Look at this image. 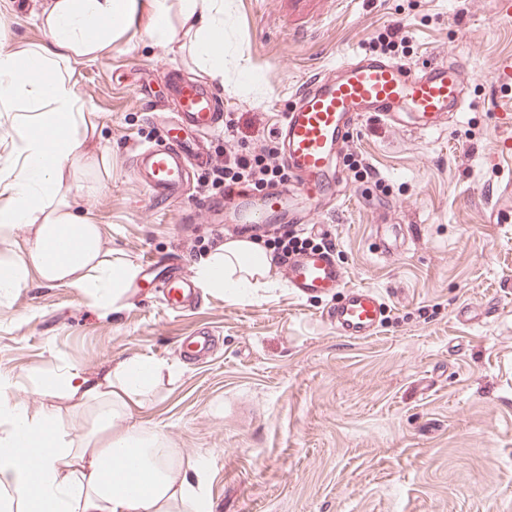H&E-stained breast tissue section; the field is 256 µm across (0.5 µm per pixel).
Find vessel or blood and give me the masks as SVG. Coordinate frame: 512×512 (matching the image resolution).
<instances>
[{
    "mask_svg": "<svg viewBox=\"0 0 512 512\" xmlns=\"http://www.w3.org/2000/svg\"><path fill=\"white\" fill-rule=\"evenodd\" d=\"M166 95L176 108L160 140L138 145L134 163L153 202H180L193 169L211 159L208 138L222 115L209 81L173 78ZM459 65L440 60L413 71L392 59L356 53L335 68L310 79L293 96L275 129L283 161L292 182L260 193L236 190L217 209L230 214L238 232L253 228L304 223L307 211L331 201L337 184L346 180L335 160L343 151L352 126L364 116L390 125L412 118L415 130L445 127L450 115L466 109ZM143 283L162 289L167 308L196 302V282L179 272L159 273L158 261L141 263ZM345 272L335 251L321 248L296 256L288 266V286L301 297H329L325 319L338 335L366 339L375 335L386 312L381 294L370 287L345 288Z\"/></svg>",
    "mask_w": 512,
    "mask_h": 512,
    "instance_id": "1",
    "label": "vessel or blood"
}]
</instances>
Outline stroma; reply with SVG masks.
<instances>
[{
  "instance_id": "1",
  "label": "stroma",
  "mask_w": 512,
  "mask_h": 512,
  "mask_svg": "<svg viewBox=\"0 0 512 512\" xmlns=\"http://www.w3.org/2000/svg\"><path fill=\"white\" fill-rule=\"evenodd\" d=\"M30 0H0V46L46 38ZM390 27L393 60L459 61L471 106L424 134L363 119L347 145L373 168H348L323 225L350 288L377 289L389 311L367 339L337 335L325 298L293 294L282 268L247 301L201 289L168 312L156 289L115 307L30 279L0 299V372L31 408L38 380L100 374L144 356L171 367L134 424L206 457L213 512H512V0H224V111L281 120L294 93ZM199 77L192 59L131 29L110 56L76 66V92L109 152V174L77 203L107 247L141 263L178 256L184 270L225 239L211 197L192 188L152 202L133 149L160 135L140 82ZM501 302L494 319L482 313ZM206 328L211 354L183 358Z\"/></svg>"
}]
</instances>
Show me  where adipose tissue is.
Masks as SVG:
<instances>
[{
	"label": "adipose tissue",
	"mask_w": 512,
	"mask_h": 512,
	"mask_svg": "<svg viewBox=\"0 0 512 512\" xmlns=\"http://www.w3.org/2000/svg\"><path fill=\"white\" fill-rule=\"evenodd\" d=\"M35 17L46 41L0 48V104L20 137L19 162L0 169V297L35 275L106 307L138 269L70 202L72 167L108 164L107 152L85 148L91 123L75 67L107 57L137 22L223 81L224 0H41ZM271 269L258 243L238 238L214 247L195 274L202 287L242 300L267 284ZM161 370L135 355L99 375H52L36 411L0 375V512H212L207 460L172 448L162 429L131 422ZM66 407L88 413L91 429L72 435Z\"/></svg>",
	"instance_id": "ef3b65f1"
}]
</instances>
